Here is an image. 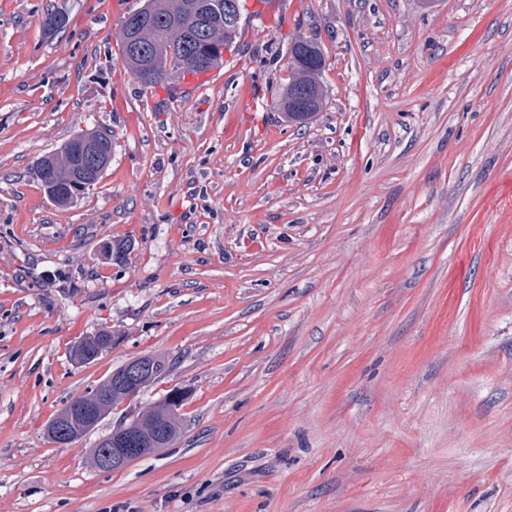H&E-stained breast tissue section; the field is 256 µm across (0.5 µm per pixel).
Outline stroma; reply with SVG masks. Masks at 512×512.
I'll return each instance as SVG.
<instances>
[{
  "label": "stroma",
  "instance_id": "35a3bbf8",
  "mask_svg": "<svg viewBox=\"0 0 512 512\" xmlns=\"http://www.w3.org/2000/svg\"><path fill=\"white\" fill-rule=\"evenodd\" d=\"M130 2L0 0V512H512V0H288L191 93L131 77ZM313 34L301 128L275 104ZM96 127L110 166L54 205L31 167ZM144 354L142 404L190 392L174 444L112 472L120 411L46 437ZM321 60V62L310 64L301 63L299 65H295L293 61L289 63V65H291V68H293L292 77L291 72L289 70L288 91H285V88L283 87V92L279 100L278 109L281 111L283 100L284 98L286 99L290 95L291 88L294 84H304L305 86L313 90V95L307 106L306 112H286L282 107L284 114L288 118L289 123L299 125L307 124L308 121L311 120L317 114V112H320L323 109L326 94L324 88L316 79V76L321 72L323 68H325V57H322ZM119 335L111 330L99 331L95 336H85L72 346L74 358L80 363H90L112 349ZM122 371V366L117 367L112 371L109 378L104 380L100 384H98L95 388L88 391L86 394L77 397L76 399L67 403L63 408H61L57 414L54 416L52 420L48 422L49 426L55 425L59 428V430H66L70 434H75L80 432L77 428H80L83 422L82 409L79 406L78 402L83 400L84 398L89 396V401L95 395V393L106 394L107 392L114 393V382L116 379L121 377L120 373ZM47 424V425H48ZM48 426V428H49ZM95 448L92 449V455L95 452L96 449H102L107 450L109 452H112V454H109L108 452L104 453V456L100 459V465L99 468L106 470L112 468L113 465H116L119 461H124L128 458H130L129 452L132 450V448H112V445L109 441L100 439L96 445ZM127 466H113L111 469L114 470H121L124 469Z\"/></svg>",
  "mask_w": 512,
  "mask_h": 512
}]
</instances>
